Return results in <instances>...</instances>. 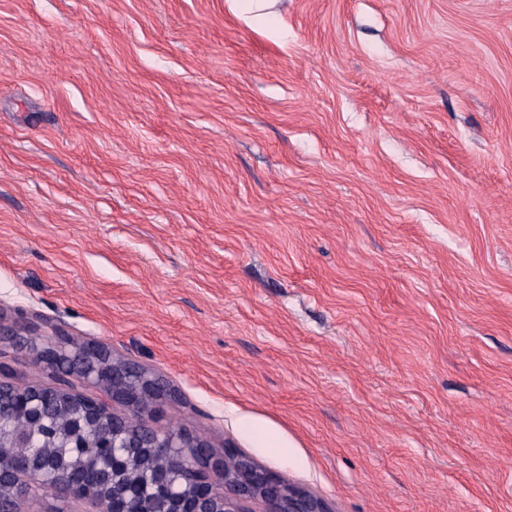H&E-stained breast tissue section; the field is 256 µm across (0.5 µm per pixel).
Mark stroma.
Instances as JSON below:
<instances>
[{"label":"stroma","instance_id":"obj_1","mask_svg":"<svg viewBox=\"0 0 512 512\" xmlns=\"http://www.w3.org/2000/svg\"><path fill=\"white\" fill-rule=\"evenodd\" d=\"M0 0V351L331 512H512V0ZM48 345L56 349L51 352H47L48 350L40 352V361L47 369L61 373L66 380L71 377L81 384L99 390L107 400L144 413L145 398L149 397L151 401L161 402L168 396L169 390L157 377L143 376L132 388H129L127 379L120 371V367L127 361L113 357L111 364L104 354L91 352L94 343L71 348L62 342H51ZM55 350H58L57 354ZM60 358L71 360L73 368L60 372L56 367V359ZM67 382L70 384L69 380Z\"/></svg>","mask_w":512,"mask_h":512}]
</instances>
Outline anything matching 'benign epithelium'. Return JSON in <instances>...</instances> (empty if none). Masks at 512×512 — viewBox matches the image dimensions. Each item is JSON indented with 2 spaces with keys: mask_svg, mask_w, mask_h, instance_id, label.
<instances>
[{
  "mask_svg": "<svg viewBox=\"0 0 512 512\" xmlns=\"http://www.w3.org/2000/svg\"><path fill=\"white\" fill-rule=\"evenodd\" d=\"M56 351L40 352V361L53 372L56 360L72 361L73 368L62 375L95 388L102 397L77 394L73 387H52L55 395L84 405L100 426L116 416L109 408L112 400L125 407L145 411L144 399L160 402L168 390L157 377L144 376L128 387L120 367L124 360H109L101 353L91 352L93 344L71 348L61 342H51ZM40 387L18 386L11 402V413L34 421L41 420L51 410L48 401L39 396ZM161 411L155 406L144 418L143 427L154 433L153 448H179L185 454L194 452L205 457L204 464L184 468L172 477L165 471L155 472V491L145 498L123 502L114 496L116 473L123 469L124 456L132 448L141 447L138 431L112 430L101 436V449L86 466L81 477L66 476L56 483L57 494L64 499H77L94 507V512H254L252 505L261 504L263 512H331L328 505L305 488L256 463L238 449L227 445L224 453L216 454L204 440L180 429L159 430L152 425ZM27 438L16 434L6 441L0 434V491L14 502L30 497L38 487V473H23L9 465V449L25 444ZM4 497V498H6ZM0 496V512H13Z\"/></svg>",
  "mask_w": 512,
  "mask_h": 512,
  "instance_id": "1",
  "label": "benign epithelium"
}]
</instances>
